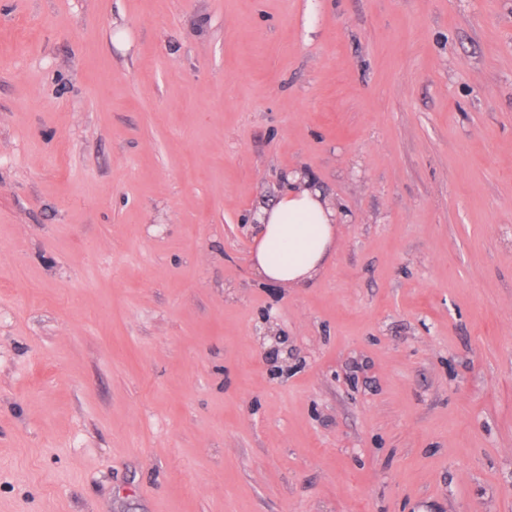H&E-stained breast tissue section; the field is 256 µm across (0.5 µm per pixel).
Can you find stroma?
Returning <instances> with one entry per match:
<instances>
[{"mask_svg":"<svg viewBox=\"0 0 512 512\" xmlns=\"http://www.w3.org/2000/svg\"><path fill=\"white\" fill-rule=\"evenodd\" d=\"M0 512H512V0H0ZM288 190L261 209L251 263L256 275L285 288H304L336 252L340 216L323 191L307 177L287 176Z\"/></svg>","mask_w":512,"mask_h":512,"instance_id":"35a3bbf8","label":"stroma"}]
</instances>
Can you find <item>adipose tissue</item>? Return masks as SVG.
Here are the masks:
<instances>
[{"label": "adipose tissue", "instance_id": "adipose-tissue-1", "mask_svg": "<svg viewBox=\"0 0 512 512\" xmlns=\"http://www.w3.org/2000/svg\"><path fill=\"white\" fill-rule=\"evenodd\" d=\"M287 181L288 190L255 216L259 233L251 263L264 281L302 288L335 253L340 216L311 179L294 173Z\"/></svg>", "mask_w": 512, "mask_h": 512}]
</instances>
